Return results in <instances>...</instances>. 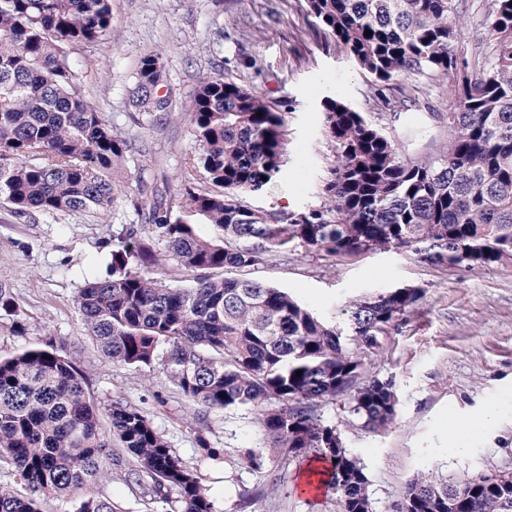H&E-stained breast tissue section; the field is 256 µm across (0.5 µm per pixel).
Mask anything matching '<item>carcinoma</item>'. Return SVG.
Instances as JSON below:
<instances>
[{"label":"carcinoma","mask_w":512,"mask_h":512,"mask_svg":"<svg viewBox=\"0 0 512 512\" xmlns=\"http://www.w3.org/2000/svg\"><path fill=\"white\" fill-rule=\"evenodd\" d=\"M307 6L375 81L426 72L448 79V141L431 157L405 161L363 113L326 96L324 127L335 154L324 202L289 216L252 209L239 196L263 191L283 166L282 114L256 91L205 77L195 89L197 150L186 158L184 178L200 174L206 186L186 190L181 216L158 198L145 217L192 283L172 286L144 271L148 248L132 230L112 250V276L86 282L76 305L108 360L149 367L164 345L166 376L190 403L255 412L261 437L258 450L244 453L245 465L313 452L330 463L326 475L342 512H372L360 457L315 409L345 393L365 426L395 422L392 381L361 379L360 354L380 346L419 289L352 298L343 331L284 290L214 271L252 268L298 246L347 257L407 247L437 264L462 255L477 267L512 256V0H480L489 43L476 44L482 73L474 81L458 69L460 60L469 64L455 47L467 23L461 0ZM111 24L110 0H0V203L18 217L105 211L121 191L113 172L131 141L83 97L71 57ZM164 81L161 55L141 57L133 106L171 111L170 93H160ZM192 216L215 234L198 235ZM0 312L13 331H25L24 311L2 284ZM103 419L71 357L49 347L1 357L0 467L24 491L0 485V512H43L51 496L74 498V512H112L98 487L112 479L114 437L135 464L128 480H150L153 497L177 503L178 512H216L199 478L141 412L115 402L108 424ZM450 497L452 485L416 478L401 505L406 512H512V489L491 477L455 508Z\"/></svg>","instance_id":"obj_1"}]
</instances>
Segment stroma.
I'll return each instance as SVG.
<instances>
[{"instance_id":"stroma-1","label":"stroma","mask_w":512,"mask_h":512,"mask_svg":"<svg viewBox=\"0 0 512 512\" xmlns=\"http://www.w3.org/2000/svg\"><path fill=\"white\" fill-rule=\"evenodd\" d=\"M111 7L109 34L72 56L84 97L135 143L116 174L122 191L99 214L20 218L0 206V283L26 317L22 333L0 318V356L48 342L76 353L90 400L142 412L199 476L216 512H340L331 488L300 493L309 457L268 460L258 470L243 465L242 451L257 444L254 413L190 404L165 375L164 351L140 370L104 358L87 334L77 292L84 277L111 274L117 237L140 227L154 192L178 206L188 187L182 171L195 147L189 117L202 77L224 75L282 112V172L242 201L285 214L323 200L334 155L323 130V97L364 112L412 160L435 154L447 139L449 84L415 73L376 83L309 15L306 0H111ZM150 52L161 54L174 95L171 112L153 124L129 103L138 62ZM242 275L288 291L339 325L352 297L420 290L382 348L363 356L367 375L394 384V424L379 432L364 427L342 395L317 410L361 457L374 512H399L404 487L419 476L454 482L512 472V257L472 269L436 265L404 249L332 258L297 247ZM452 420L463 426L453 440ZM454 443L461 453L451 452ZM100 492L114 512L167 510L117 471Z\"/></svg>"}]
</instances>
